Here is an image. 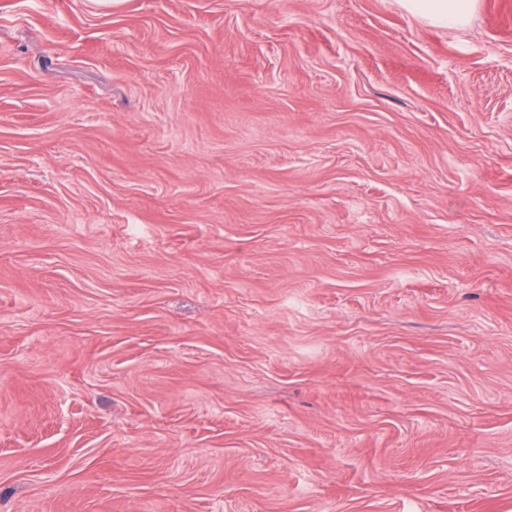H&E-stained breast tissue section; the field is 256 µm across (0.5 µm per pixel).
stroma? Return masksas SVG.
Returning a JSON list of instances; mask_svg holds the SVG:
<instances>
[{"label":"stroma","mask_w":512,"mask_h":512,"mask_svg":"<svg viewBox=\"0 0 512 512\" xmlns=\"http://www.w3.org/2000/svg\"><path fill=\"white\" fill-rule=\"evenodd\" d=\"M0 512H512V0H0ZM409 13L443 27L465 25L473 11L476 0H399Z\"/></svg>","instance_id":"stroma-1"}]
</instances>
